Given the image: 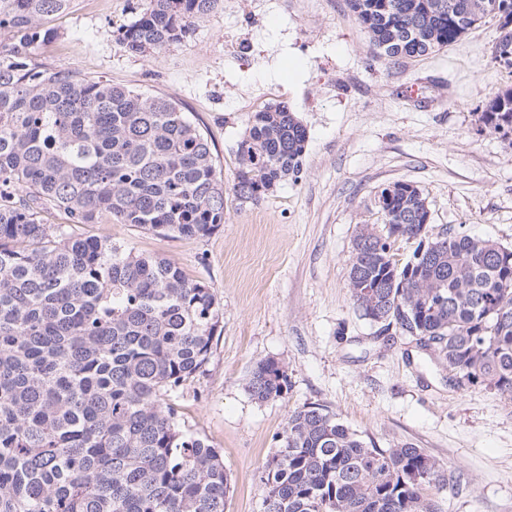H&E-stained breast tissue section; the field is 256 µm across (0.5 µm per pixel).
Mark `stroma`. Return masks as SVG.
Listing matches in <instances>:
<instances>
[{
	"mask_svg": "<svg viewBox=\"0 0 512 512\" xmlns=\"http://www.w3.org/2000/svg\"><path fill=\"white\" fill-rule=\"evenodd\" d=\"M219 0L180 42L126 52L122 29L144 0H70L45 18L54 37L35 64L66 66L177 103L206 134L224 177V223L204 237L168 238L131 224H89L135 252L173 261L215 290L224 309L203 372L172 394L187 428L224 451L227 512H262L258 469L280 446L289 414L335 413L379 448L410 443L455 482L441 512H512V400L460 387L410 337L354 312L347 288L359 229L381 224L378 192L417 186L430 234L453 229L512 248V138L479 117L512 72L492 61L498 23L486 20L418 58H374L348 0ZM418 84L417 97L401 89ZM285 102L308 132L298 181L255 203L236 200L237 147L253 112ZM282 363L288 392L259 402L254 365Z\"/></svg>",
	"mask_w": 512,
	"mask_h": 512,
	"instance_id": "1",
	"label": "stroma"
}]
</instances>
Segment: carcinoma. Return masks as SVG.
<instances>
[{"label":"carcinoma","instance_id":"carcinoma-1","mask_svg":"<svg viewBox=\"0 0 512 512\" xmlns=\"http://www.w3.org/2000/svg\"><path fill=\"white\" fill-rule=\"evenodd\" d=\"M68 0H0V512H226L220 449L181 427L169 394L208 361L222 308L212 286L174 263L78 224H133L164 237L224 224V181L207 136L172 100L69 67L31 64L53 36L43 18ZM218 0H148L122 32L126 52L179 42ZM376 58L421 57L495 19L512 0H349ZM492 60L512 71V35ZM512 134V88L482 113ZM308 135L285 102L253 113L238 143L233 186L256 202L298 180ZM378 196L383 227H362L350 260L354 310L394 328L512 399V260L492 239L422 231V191ZM56 207L70 224H45ZM417 243L411 259L399 244ZM422 257H417V254ZM260 402L288 392L279 362L246 382ZM260 471L263 512H440L446 482L421 448L368 446L318 404L295 409Z\"/></svg>","mask_w":512,"mask_h":512}]
</instances>
